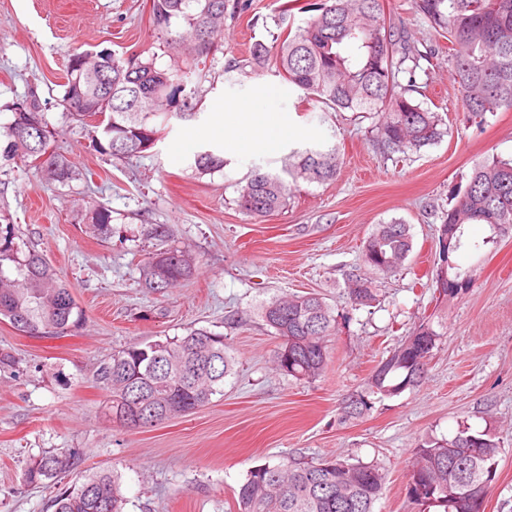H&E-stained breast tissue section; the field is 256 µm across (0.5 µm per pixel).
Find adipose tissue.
Masks as SVG:
<instances>
[{
	"label": "adipose tissue",
	"mask_w": 512,
	"mask_h": 512,
	"mask_svg": "<svg viewBox=\"0 0 512 512\" xmlns=\"http://www.w3.org/2000/svg\"><path fill=\"white\" fill-rule=\"evenodd\" d=\"M212 131L231 152L256 155L276 152L284 141L297 134L278 113L261 112L247 103H233L214 112Z\"/></svg>",
	"instance_id": "obj_1"
}]
</instances>
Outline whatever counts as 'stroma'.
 I'll use <instances>...</instances> for the list:
<instances>
[{"label":"stroma","instance_id":"obj_1","mask_svg":"<svg viewBox=\"0 0 512 512\" xmlns=\"http://www.w3.org/2000/svg\"><path fill=\"white\" fill-rule=\"evenodd\" d=\"M413 36L436 42L425 75L430 102L441 106L450 131L433 146L393 162L367 138L369 118L330 112L308 120L307 103L277 73L254 72L248 50L271 43L280 26L276 0H251L227 18L221 40L199 64L191 88L202 114L176 120L158 145L132 160H104L60 104L74 50L150 51L159 47L147 0H0V126L9 104L37 98L55 146L81 180L66 185L35 170L0 164V210L23 239L46 254L84 312L74 335L30 336L0 321V350L14 365L0 368V512H54L56 495L85 471L121 477L125 512H236V493L252 468L287 458L340 455L377 465L387 475L376 512H417L407 495L412 454L424 437L448 438L461 426L501 442L497 480L486 512H512V235L484 245L488 225L467 235L480 251L457 261L476 270L472 288L442 307L433 302L438 260V211L450 207L475 161L512 156V109L470 125L448 68V42L432 39L410 0H383ZM303 139L267 156L225 151L224 171L198 175L189 166L200 145L223 149L209 133L223 104L260 102ZM318 143L341 150L335 182L299 184L280 213L257 218L239 210L238 190L253 165L281 173L290 149ZM112 209L104 234L90 232L86 206ZM410 226L413 250L399 272L374 277L381 303L351 309L347 276L368 275L362 246L374 225ZM170 227L176 243L197 258L194 275L161 293L142 288L139 266L161 241L151 225ZM316 293L337 317L328 360L316 379L281 374L272 363L278 340L256 313L260 302ZM446 334L433 351L424 383L393 397L376 396L360 419L343 421L349 394L361 389L386 350L427 317ZM223 334L238 360L223 394L193 413L128 429L105 412L108 393L94 379L100 363L130 343L181 337L191 329ZM77 455L70 473L33 486L23 479L32 457Z\"/></svg>","mask_w":512,"mask_h":512}]
</instances>
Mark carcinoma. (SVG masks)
I'll return each instance as SVG.
<instances>
[{
	"instance_id": "1",
	"label": "carcinoma",
	"mask_w": 512,
	"mask_h": 512,
	"mask_svg": "<svg viewBox=\"0 0 512 512\" xmlns=\"http://www.w3.org/2000/svg\"><path fill=\"white\" fill-rule=\"evenodd\" d=\"M414 12L433 33L448 40V68L458 78L460 107L480 126L502 109H512V0H411ZM298 11L306 18L295 31L279 33L273 43L256 42L247 63L275 68L282 80L304 93L323 113L364 112L371 116L369 141L380 157L404 159L409 153L439 143L448 134L440 112L424 102V86L416 79L421 62H431L435 48L414 39L403 23L385 13L380 0H285L280 15ZM226 0H152L150 22L173 59L167 69L156 67L155 54L112 55V97L104 99L88 80L90 52L69 59L65 92L66 116L87 129L93 150L115 160H130L160 141L170 119L197 118V104L186 93L198 75L202 58L215 47L224 29ZM12 120L1 136L0 157L27 163L32 152L54 142L36 99L8 107ZM102 114L100 124L91 118ZM341 164L335 145L293 149L285 172L292 183L327 184L336 180ZM224 156L202 148L193 153L190 168L200 175L221 172ZM38 172L49 181L67 185L80 178L59 152ZM288 184L261 167L251 169L239 189L237 205L248 216L266 217L288 205ZM93 231L110 230L112 210L89 208ZM440 267L435 301L443 302L471 288L475 269L462 268L458 253L495 244L512 231V157L476 161L454 204L441 212ZM469 224H486L490 235L471 242ZM14 225L0 224V321L29 334L65 336L78 331L84 319L70 286L39 250L22 247ZM413 248L410 227L400 221L376 225L362 249L364 265L392 274L400 270ZM168 254L163 262L157 256ZM196 258L186 247L161 249L141 266V284L149 292L169 288L190 277ZM352 309L373 307L379 289L358 275L349 278ZM258 315L280 343L273 353L277 368L294 379L312 380L327 364L328 337L336 330L332 309L314 294L293 295L262 303ZM433 337L431 347H415L414 337ZM443 333L424 319L381 358L357 401H348L345 418H359L371 408V397L396 396L420 386L429 359ZM235 357L224 336L193 329L181 338L132 343L112 354L96 374V383L111 399L107 409L124 426L143 412V426L173 416L178 407L194 412L212 396L224 392V378L234 373ZM500 442L483 432L462 427L451 438L428 437L414 448L408 494L418 512L441 507L443 512H485L484 500L496 482ZM74 465L67 452L45 453L24 469L29 485H42ZM430 491L413 496L415 486ZM386 488V475L362 461L329 457L315 461L286 459L252 469L237 492L238 512H375ZM120 477L96 472L63 491L56 512H124Z\"/></svg>"
}]
</instances>
